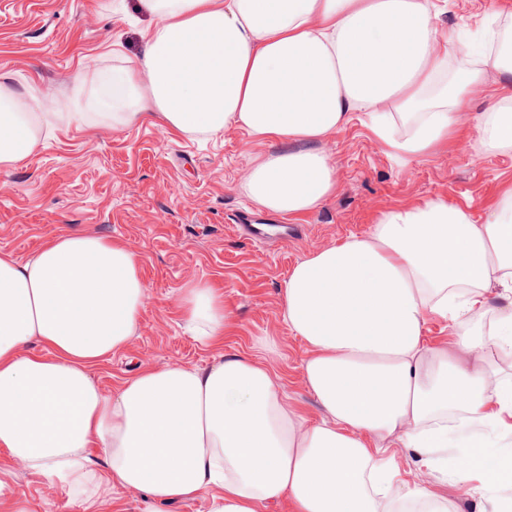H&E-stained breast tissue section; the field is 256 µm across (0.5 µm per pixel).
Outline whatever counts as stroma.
<instances>
[{
	"label": "stroma",
	"instance_id": "1",
	"mask_svg": "<svg viewBox=\"0 0 512 512\" xmlns=\"http://www.w3.org/2000/svg\"><path fill=\"white\" fill-rule=\"evenodd\" d=\"M512 0H441L434 24L457 40ZM150 23L138 0H0V73L16 85L35 83L69 93L82 65L109 67L140 54ZM353 115L342 132L318 142L336 164L340 188L300 223L299 238L276 240L261 251L234 232L240 210L257 221L278 215L254 211L242 185L257 155L256 143L231 127L210 138L170 137L145 123L125 131L101 126L56 133L19 168L0 172V253L34 256L48 238L80 233L125 240L140 256L149 286L138 325L127 344L92 374L105 393L145 368L168 364L204 369L220 356L264 355L288 401L310 420L322 411L306 389L304 342L283 317L282 287L293 267L315 251L366 235L382 210L441 198L472 204L476 221L499 186L512 183V153L469 139L431 157L399 163L382 151ZM218 282L235 328L222 348L199 345L181 321V290ZM0 478L24 492L35 512H84L67 487L47 482L0 450ZM211 495L155 503L113 486L95 512H210Z\"/></svg>",
	"mask_w": 512,
	"mask_h": 512
}]
</instances>
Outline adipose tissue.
Listing matches in <instances>:
<instances>
[{"label":"adipose tissue","instance_id":"1","mask_svg":"<svg viewBox=\"0 0 512 512\" xmlns=\"http://www.w3.org/2000/svg\"><path fill=\"white\" fill-rule=\"evenodd\" d=\"M139 3L154 20L141 55L84 67L72 98L0 74L1 172L74 124L120 132L148 121L175 138L236 126L274 147L253 164L246 196L298 221L339 189L316 142L366 112L397 161L447 151L467 138L458 111L491 68L500 78L479 128L485 147L512 152V61L481 44L450 68L433 0ZM484 209L481 224L441 198L386 209L366 236L294 266L283 316L306 345L316 422L246 354L149 368L104 393L92 370L135 330L147 293L139 255L72 233L24 262L0 253V450L61 480L87 512L115 484L153 502L207 491L210 512H453L400 479L388 454L398 443L476 512H501L512 448L491 442L512 436V381L490 358L512 356V186ZM180 309L202 344L223 346L234 322L219 286L188 284ZM432 316L451 321L450 345L431 344ZM96 452L106 473L91 466Z\"/></svg>","mask_w":512,"mask_h":512}]
</instances>
